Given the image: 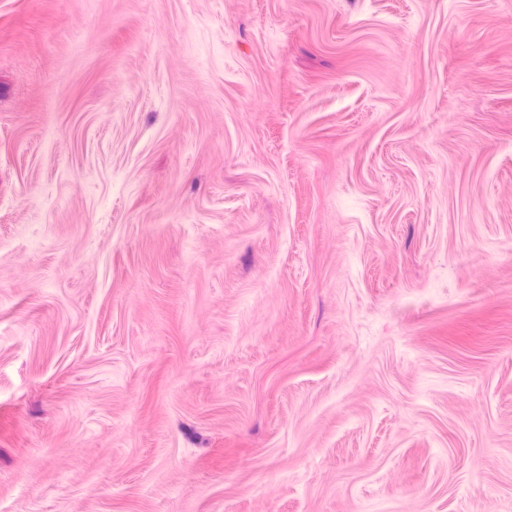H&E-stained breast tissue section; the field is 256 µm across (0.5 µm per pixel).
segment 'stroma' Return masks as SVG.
Wrapping results in <instances>:
<instances>
[{"label":"stroma","instance_id":"35a3bbf8","mask_svg":"<svg viewBox=\"0 0 512 512\" xmlns=\"http://www.w3.org/2000/svg\"><path fill=\"white\" fill-rule=\"evenodd\" d=\"M0 512H512V0H0Z\"/></svg>","mask_w":512,"mask_h":512}]
</instances>
